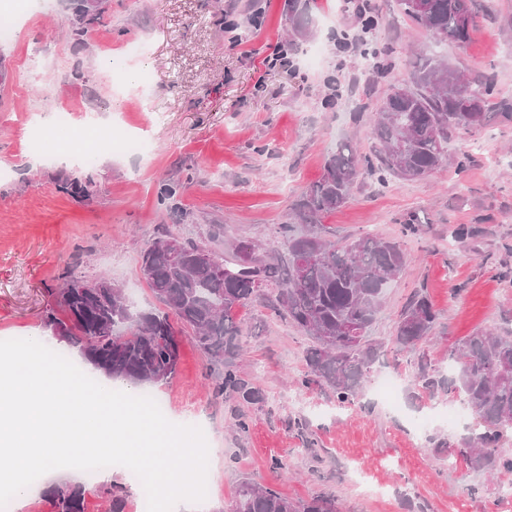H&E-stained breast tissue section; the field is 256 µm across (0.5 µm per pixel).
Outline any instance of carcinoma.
<instances>
[{
    "instance_id": "1",
    "label": "carcinoma",
    "mask_w": 512,
    "mask_h": 512,
    "mask_svg": "<svg viewBox=\"0 0 512 512\" xmlns=\"http://www.w3.org/2000/svg\"><path fill=\"white\" fill-rule=\"evenodd\" d=\"M416 26L440 40L465 44L476 28L473 0H396ZM99 5L81 0L74 24L93 22ZM492 85L468 80L435 57L415 68L409 80L393 88L377 109L372 138L373 156L359 158L347 143L327 158L324 172L296 205L306 228L292 224L275 230L285 253L263 265L262 280L279 284L278 314L312 339L306 350L303 386L315 384L350 404L366 388L371 369L387 348L417 353L414 386L433 398L458 392L480 419L471 435L453 449L475 472L492 475L512 470V457L499 442L512 430V336L477 333L460 340L449 352L448 368L436 364L422 349L437 314L427 296L416 297L402 312L387 344L374 343L368 331L382 303L386 284L404 265L398 243L369 235L347 243L322 237L317 220L345 204L360 178L386 176L423 178L448 161L443 142L457 130L481 125L489 112ZM470 104L471 112L458 109ZM182 239L167 226L142 252L141 273L156 299L170 313L135 310L125 291L75 288L80 280L68 271L56 288L64 318L46 315L45 326L60 331L79 347L83 358L104 378L134 389L167 381L177 373L181 337L174 323L192 331V339L208 360L224 368L215 392L227 401L253 405L262 401L258 387L239 370L242 329L240 309L260 296L250 271L253 258L236 251L224 254ZM176 322H171L169 315ZM85 484H62L47 490L57 512H85ZM109 512H125L121 486L101 487ZM233 512H336V500L322 495L291 499L272 487L245 478L230 502Z\"/></svg>"
}]
</instances>
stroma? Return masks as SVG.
<instances>
[{
	"instance_id": "1",
	"label": "stroma",
	"mask_w": 512,
	"mask_h": 512,
	"mask_svg": "<svg viewBox=\"0 0 512 512\" xmlns=\"http://www.w3.org/2000/svg\"><path fill=\"white\" fill-rule=\"evenodd\" d=\"M357 2L308 0L299 32L288 0H103L78 42L76 0H0V18L15 30L0 38V339L49 335L53 289L70 268L88 279L107 275L136 309L155 308L140 254L161 225L228 258L241 246L271 244L340 143L369 154L388 87L427 55L466 77H491L488 118L454 134L448 164L423 179L359 181L323 218L322 234L339 243L392 239L405 255L374 340L393 335L419 292L438 314L424 345L438 363L476 331L512 334V0H475L477 28L464 46L434 43L395 0H370L377 25L366 44L337 50V33L363 25ZM257 9L262 22L249 25ZM135 42L149 51L126 67L151 73V85L106 65ZM281 45L291 66H268ZM33 67L32 85L25 74ZM59 112L69 113L68 127H59ZM92 124L146 137L152 152L116 148L84 167L71 150L88 146ZM86 176L95 182L89 197L63 191V180ZM168 183L177 195L159 203ZM214 224L223 239L210 240ZM460 224L473 230L462 243L451 236ZM275 288L265 283L263 298L238 313L246 349L239 367L263 403L243 408L217 396L206 358L188 339L175 377L151 387L167 419L209 429L211 493L202 512H226L244 477L292 499L334 497L339 512H512L502 503L512 471L482 475L436 448L441 439L456 444L476 418L452 426L440 419L463 407V396H417L409 354H387L373 368L398 375L393 408L370 387L342 405L328 389L302 386L310 339L268 306ZM241 412L244 433L234 427ZM428 416L432 424L418 432L413 418Z\"/></svg>"
}]
</instances>
